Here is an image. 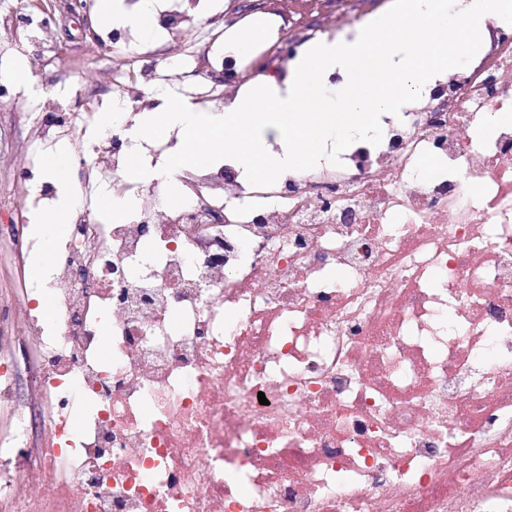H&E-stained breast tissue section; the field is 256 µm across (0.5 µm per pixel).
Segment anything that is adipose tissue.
Listing matches in <instances>:
<instances>
[{
    "mask_svg": "<svg viewBox=\"0 0 512 512\" xmlns=\"http://www.w3.org/2000/svg\"><path fill=\"white\" fill-rule=\"evenodd\" d=\"M447 8V0H395L354 38L309 43L295 61L293 81L266 78L221 107L180 99L145 111L126 129L127 138L175 130L184 147L166 169L143 168L140 177L171 182L183 166L209 165L218 144L237 171L275 180L312 167L327 145L376 133L382 113L404 111L444 68L471 52L489 23L512 15V0H468L450 24L443 21ZM335 72L345 80L333 98L323 80ZM272 140L277 150H270Z\"/></svg>",
    "mask_w": 512,
    "mask_h": 512,
    "instance_id": "ef3b65f1",
    "label": "adipose tissue"
}]
</instances>
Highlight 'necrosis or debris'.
<instances>
[{
	"label": "necrosis or debris",
	"mask_w": 512,
	"mask_h": 512,
	"mask_svg": "<svg viewBox=\"0 0 512 512\" xmlns=\"http://www.w3.org/2000/svg\"><path fill=\"white\" fill-rule=\"evenodd\" d=\"M53 97L36 126L86 122ZM512 42L278 183L96 131L0 336V512H512ZM136 203L103 220L100 182ZM53 318H45L42 299ZM41 409L45 440L33 447ZM73 202L72 197L68 196L67 194H63L60 196L59 204L57 209H53V213L47 215L45 224L44 225V231L46 236L51 239L56 231L59 230L60 224L64 223L65 215L68 211V209H72L71 204ZM50 218L51 220H48ZM65 229V224H63L62 228L58 232V235L62 234ZM35 230L41 234V236L44 237V231H43V224H37L35 226Z\"/></svg>",
	"instance_id": "1"
}]
</instances>
